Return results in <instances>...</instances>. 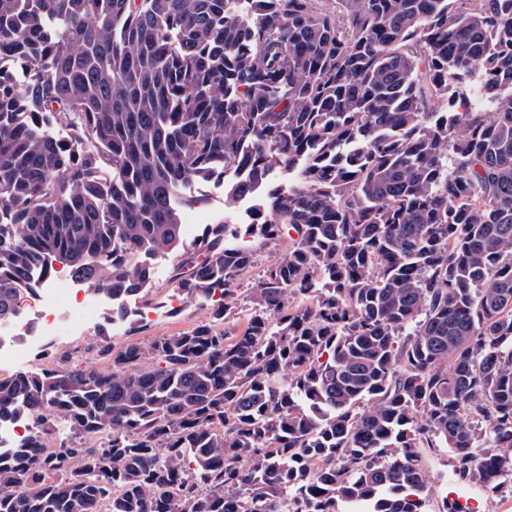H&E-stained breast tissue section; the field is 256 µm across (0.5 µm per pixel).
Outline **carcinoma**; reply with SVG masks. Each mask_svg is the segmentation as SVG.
Here are the masks:
<instances>
[{"label": "carcinoma", "mask_w": 512, "mask_h": 512, "mask_svg": "<svg viewBox=\"0 0 512 512\" xmlns=\"http://www.w3.org/2000/svg\"><path fill=\"white\" fill-rule=\"evenodd\" d=\"M223 176L255 213L188 238ZM158 255L209 316L0 378V512H427V448L512 481V0H0V324L34 265L148 304ZM195 202L184 206L181 211L182 224L193 217L200 218V224L195 233L189 237L192 238L202 233L206 224H214L220 219H224V187L213 182L202 183L197 186L195 195H191ZM286 247L287 242L283 240L271 242L260 250L255 266L246 274L243 280V285L240 287L242 289L238 292V305H249V291H247V289L251 288L267 265L272 264L283 256L286 251Z\"/></svg>", "instance_id": "carcinoma-1"}]
</instances>
